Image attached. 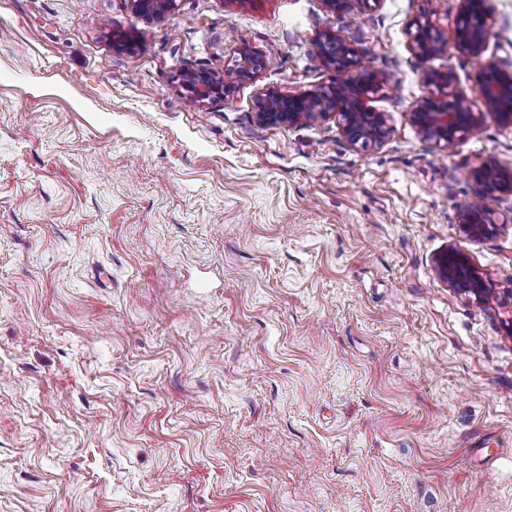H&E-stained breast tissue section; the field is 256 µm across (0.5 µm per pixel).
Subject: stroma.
Here are the masks:
<instances>
[{"instance_id":"35a3bbf8","label":"stroma","mask_w":512,"mask_h":512,"mask_svg":"<svg viewBox=\"0 0 512 512\" xmlns=\"http://www.w3.org/2000/svg\"><path fill=\"white\" fill-rule=\"evenodd\" d=\"M479 59L459 0H0V512H512V195L495 234L456 222L470 170L512 171L485 63L512 71V0ZM136 32L134 52L113 36ZM389 75V139L335 118L266 126V89L335 81L324 33ZM265 66L181 94L240 47ZM452 70L481 133L425 142L410 112ZM461 249L479 304L437 271ZM135 14L144 18H157L174 6L175 0H130ZM413 27L408 32L409 45L418 57L427 60L440 52L442 38L432 19L422 16L414 22ZM237 54L238 59L226 73L227 79L206 71H187L181 86L188 98L199 104L223 98L231 92L235 81L253 79L265 66L264 58L248 48L240 49Z\"/></svg>"}]
</instances>
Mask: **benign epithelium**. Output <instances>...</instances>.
Masks as SVG:
<instances>
[{"instance_id":"7a95c632","label":"benign epithelium","mask_w":512,"mask_h":512,"mask_svg":"<svg viewBox=\"0 0 512 512\" xmlns=\"http://www.w3.org/2000/svg\"><path fill=\"white\" fill-rule=\"evenodd\" d=\"M460 2L453 47L462 55L478 58L483 55L491 34L493 12L489 0ZM174 3L175 0H130L134 13L148 19L161 16ZM408 35L411 50L424 60L441 50V34L427 16L417 19ZM316 55L325 67L346 73L348 77L338 84L302 93L263 91L255 102L257 121L264 125L290 127L333 115L338 118L342 135L349 145L366 150L383 144L390 133L388 115L367 108L365 101L389 88V78L364 67L358 50L332 33H326L318 40ZM264 66L260 54L242 48L233 67L227 71V77L220 78L206 71H188L181 86L192 102L204 104L227 96L234 82L254 78ZM424 82L429 92L416 102L410 118L425 141L442 147L482 128L484 113L472 110L467 96L456 89L452 71L428 70L424 73ZM477 92L486 111L512 126V71L486 63ZM470 177L480 187L481 201L464 206L459 213V223L473 236H487L496 231L497 221L493 210L483 200L512 192V172L488 161L472 169ZM438 267L440 276L451 287L484 301V282L464 254L450 249L440 258Z\"/></svg>"}]
</instances>
